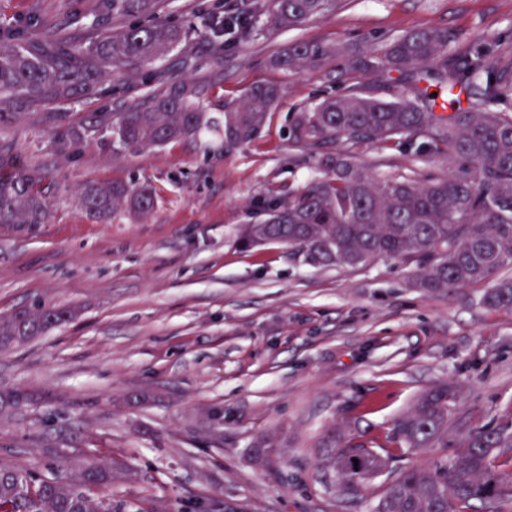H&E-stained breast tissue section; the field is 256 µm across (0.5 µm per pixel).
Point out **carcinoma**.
Here are the masks:
<instances>
[{
    "label": "carcinoma",
    "instance_id": "cac0c4a2",
    "mask_svg": "<svg viewBox=\"0 0 512 512\" xmlns=\"http://www.w3.org/2000/svg\"><path fill=\"white\" fill-rule=\"evenodd\" d=\"M333 0H270L263 27L297 26L328 11ZM140 18L118 32L105 17ZM186 30L159 14V0H100L99 14L78 39L47 33L34 23L22 31H0V128L37 115L62 143L108 139L122 149L146 150L193 137L211 128V118L195 101L193 89L167 84L149 104L124 112H91L66 122L80 100L103 98L106 80L122 70L153 65L181 46ZM445 28L424 27L393 38L383 49L346 57L336 45L296 43L274 59L298 73L330 57L342 60L353 81L347 94L325 98L295 114L289 138L298 147L326 138L345 139L350 150L320 160L324 177L273 206L266 218L242 231L246 245L279 243L311 267L358 268L379 257L414 263L418 285L430 291L482 283L512 266V62L495 61L491 49L475 45L463 60ZM441 70L448 95L471 90L474 108L433 112L436 98L425 90L390 99L362 91L371 74L408 75ZM281 99L277 85L260 84L240 103L224 105V148L255 140ZM397 137L426 140L424 155L443 156L448 172L426 179L411 169L375 178L358 167L357 149L383 147ZM45 173L38 167L3 171L0 163V224H43L49 217L43 195ZM91 218L102 220L123 208L146 219L156 207L148 185L91 183L77 196ZM491 308L512 310V278L486 293ZM72 311L55 305L21 309L0 318V349L24 344L65 322ZM454 387L441 383L421 392L397 417L391 441L397 448H373L359 440L358 426L332 427L320 442L328 466L341 474L337 486L348 499L362 497L380 467L404 448H432L448 434ZM30 401L22 391L0 396V410ZM512 448V431L491 424L472 428L449 460L413 463L382 487L373 512H502L512 502V480L500 472L494 452ZM358 463H353V458ZM114 476L94 461L70 468V457L54 462L52 476L0 462V512H112V499L92 491Z\"/></svg>",
    "mask_w": 512,
    "mask_h": 512
}]
</instances>
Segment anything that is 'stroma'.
Returning a JSON list of instances; mask_svg holds the SVG:
<instances>
[{"label": "stroma", "instance_id": "35a3bbf8", "mask_svg": "<svg viewBox=\"0 0 512 512\" xmlns=\"http://www.w3.org/2000/svg\"><path fill=\"white\" fill-rule=\"evenodd\" d=\"M98 0H0V27L30 18L83 36ZM269 0H163L186 42L159 67L194 85L221 118L225 102L275 84L282 99L262 134L225 149L214 131L145 151L110 142L60 144L38 117L0 130L12 167L44 168V224H0V317L60 305L75 317L0 351V394L38 395L0 411V460L47 471L50 449L132 469L104 493L115 512H371L374 497L338 495L318 442L359 422L385 443L392 419L425 389L458 385L448 437L406 451L402 464L449 459L479 424L512 428V311L484 303L488 283L430 293L415 265L379 258L359 268H313L286 246L246 247L244 225L322 173L288 127L301 107L347 93L335 60L292 75L272 60L295 43L364 55L437 26L457 54L500 37L512 50V0H339L299 26L262 31ZM157 85L150 69L113 82L85 112H122ZM398 138L360 148L358 164L385 176L447 171L417 162ZM150 183L145 221L86 217L76 197L92 182Z\"/></svg>", "mask_w": 512, "mask_h": 512}]
</instances>
